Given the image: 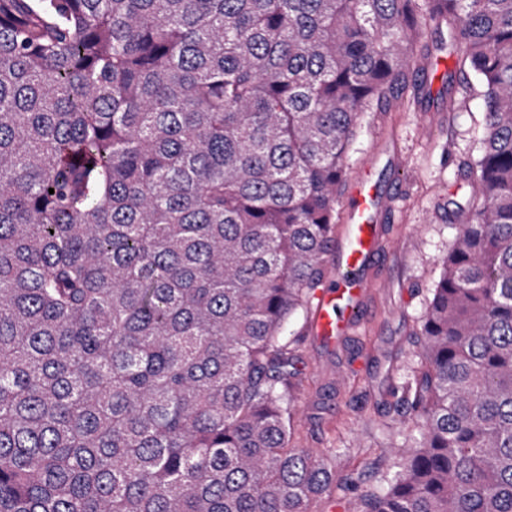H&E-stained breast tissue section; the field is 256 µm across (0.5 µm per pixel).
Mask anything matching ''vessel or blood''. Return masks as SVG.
I'll return each mask as SVG.
<instances>
[{
    "instance_id": "vessel-or-blood-1",
    "label": "vessel or blood",
    "mask_w": 512,
    "mask_h": 512,
    "mask_svg": "<svg viewBox=\"0 0 512 512\" xmlns=\"http://www.w3.org/2000/svg\"><path fill=\"white\" fill-rule=\"evenodd\" d=\"M383 192L368 171L352 176L344 203V237L327 263L333 276L317 297L310 333L335 341L356 332L364 322L369 277L384 263Z\"/></svg>"
}]
</instances>
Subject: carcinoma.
I'll use <instances>...</instances> for the list:
<instances>
[{
	"label": "carcinoma",
	"instance_id": "obj_1",
	"mask_svg": "<svg viewBox=\"0 0 512 512\" xmlns=\"http://www.w3.org/2000/svg\"><path fill=\"white\" fill-rule=\"evenodd\" d=\"M486 86L379 490L290 445L362 117ZM54 193H49V189ZM512 512V0H0V512Z\"/></svg>",
	"mask_w": 512,
	"mask_h": 512
}]
</instances>
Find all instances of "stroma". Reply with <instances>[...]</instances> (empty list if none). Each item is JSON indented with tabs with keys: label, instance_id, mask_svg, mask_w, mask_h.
<instances>
[{
	"label": "stroma",
	"instance_id": "stroma-1",
	"mask_svg": "<svg viewBox=\"0 0 512 512\" xmlns=\"http://www.w3.org/2000/svg\"><path fill=\"white\" fill-rule=\"evenodd\" d=\"M419 98L366 113L350 158L389 193L383 224L385 264L366 298L354 335L328 345L309 333L310 313L295 324L291 444L331 450L337 475L377 485L393 447L413 428L388 408L390 387L414 366V334L456 233L455 213L470 196L460 158H478L484 136V87L461 70L447 28L427 26L417 43Z\"/></svg>",
	"mask_w": 512,
	"mask_h": 512
}]
</instances>
